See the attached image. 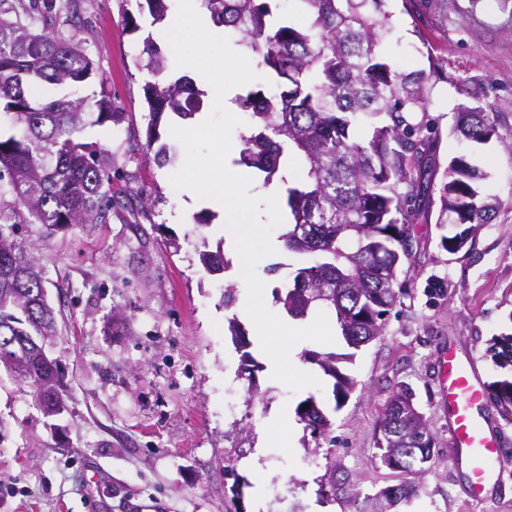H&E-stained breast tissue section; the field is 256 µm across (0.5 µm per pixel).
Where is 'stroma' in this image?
I'll return each instance as SVG.
<instances>
[{
    "label": "stroma",
    "mask_w": 512,
    "mask_h": 512,
    "mask_svg": "<svg viewBox=\"0 0 512 512\" xmlns=\"http://www.w3.org/2000/svg\"><path fill=\"white\" fill-rule=\"evenodd\" d=\"M67 2L54 0L55 28L80 27L121 114L80 136L111 150L113 187L129 185L148 204L104 224L30 223L15 233L55 314L46 352L64 374V409L46 414L32 383L0 370V512H128L131 503L159 512H512V421L488 408L502 449L498 481L487 501L464 503L467 475L452 459L440 381L447 352L474 360L483 385L501 379L486 349L492 337L512 335V0H416L409 14L401 0L386 4L394 25L386 55L405 72L435 70L428 119L439 167L468 154L500 207L456 254L442 247L451 228L436 215L415 225L400 269L406 294L382 336L355 351L340 337L309 341L308 350L336 353L354 381L341 405L317 365L308 367L316 385L271 381L254 323L239 312L247 289L236 258L215 232L223 211L185 205L170 182L185 159L171 119L159 133L174 162L157 165L147 152L145 87L154 76L143 49L160 24L140 0H75L72 20ZM462 103L492 112L491 140L454 135ZM203 249L223 251V271L203 268ZM303 263L284 251L273 267L257 268L266 306L279 308ZM233 318L244 343L231 336ZM402 386L435 438L431 469L413 477L380 460L384 405ZM310 396L330 420L328 434L295 421L293 435H275L257 473L249 461L263 446L261 422ZM408 480L416 495L380 510V491Z\"/></svg>",
    "instance_id": "stroma-1"
}]
</instances>
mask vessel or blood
<instances>
[{
    "mask_svg": "<svg viewBox=\"0 0 512 512\" xmlns=\"http://www.w3.org/2000/svg\"><path fill=\"white\" fill-rule=\"evenodd\" d=\"M442 382L453 459L469 473L467 502L479 503L496 482V464L501 454L500 442L485 418L489 398L472 360L445 356Z\"/></svg>",
    "mask_w": 512,
    "mask_h": 512,
    "instance_id": "1",
    "label": "vessel or blood"
}]
</instances>
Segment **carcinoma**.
<instances>
[{
  "label": "carcinoma",
  "mask_w": 512,
  "mask_h": 512,
  "mask_svg": "<svg viewBox=\"0 0 512 512\" xmlns=\"http://www.w3.org/2000/svg\"><path fill=\"white\" fill-rule=\"evenodd\" d=\"M270 2L202 0L212 23L235 32L236 43L271 75L267 87L236 99L251 124V133L241 136L240 163L264 173L267 183L279 177L291 215L285 249L311 256L281 299L284 309L294 318L319 305L334 310L345 342L357 349L383 334L385 316L404 294L398 271L411 226L431 205L439 140L417 114L428 112L435 66L412 75L393 68L382 50L393 30L386 0H294L304 25L285 20ZM38 22L30 14L0 19V117L21 130L0 134V181H6L0 196L15 197V215L25 210L53 228L102 223L116 205L134 211L141 201L132 189L112 196V153L78 137L87 125L117 121L107 79L77 35L60 37L38 29ZM145 53L148 71L165 72L167 60L153 43L146 42ZM95 80L100 91L90 106L80 91ZM145 94L150 145L163 115L191 120L201 108V93L186 75L149 83ZM493 130L484 107L458 106L459 138L485 142ZM290 157L302 165L298 186L284 172ZM483 179L465 154L448 162L437 223L461 227L442 238L450 252L466 246L472 227L490 223L500 206L481 189ZM299 224L309 225L308 234L295 235ZM14 232L15 225L0 224V336H51L44 279ZM200 261L209 272L224 268L220 253L203 251ZM487 352L496 367L512 373V336L492 338ZM305 358L335 380L336 401H345L352 381L339 373L336 354ZM0 366L59 384L57 368L44 365L32 346ZM490 396L512 417V378L494 382ZM406 397L412 393L401 387L388 400L379 449L386 465L399 455L398 471L420 474L433 459V436L426 417L402 405ZM304 403L298 416L312 432L326 433L330 422L314 398ZM412 491L404 482L381 496L395 503Z\"/></svg>",
  "instance_id": "carcinoma-1"
}]
</instances>
